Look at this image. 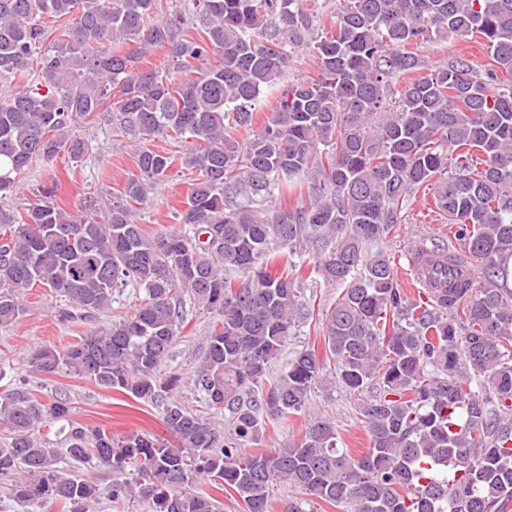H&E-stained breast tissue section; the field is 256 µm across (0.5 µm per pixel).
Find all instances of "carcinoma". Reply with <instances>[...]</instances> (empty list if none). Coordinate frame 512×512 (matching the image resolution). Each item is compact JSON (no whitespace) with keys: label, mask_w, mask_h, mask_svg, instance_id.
<instances>
[{"label":"carcinoma","mask_w":512,"mask_h":512,"mask_svg":"<svg viewBox=\"0 0 512 512\" xmlns=\"http://www.w3.org/2000/svg\"><path fill=\"white\" fill-rule=\"evenodd\" d=\"M158 5L0 0V326L21 319L36 285L75 309L64 318L85 320L143 289L134 315L62 350L39 347L29 366L149 400L176 439L76 424L68 398L9 385L0 476L22 473L11 497L61 512H95L102 498L215 512L207 484L244 512H272L286 484L350 512H512V0H350L330 17L319 0H184L161 21ZM46 17L59 22L52 41ZM445 35L479 36L489 64L458 56L422 73L419 48ZM309 44L317 76L278 90L289 47ZM153 47L168 49L172 70L141 68ZM268 97L275 106L255 132ZM78 116L129 139L136 173L79 217L58 205L50 171L17 210L34 163L87 154L71 135ZM159 138H189L191 150L151 147ZM178 162L196 174L179 214L190 232L150 235L137 206ZM422 190L455 228L433 255L448 266L462 255L479 278L427 301L398 287L390 257L366 255ZM274 196L297 205L266 207ZM303 251L342 291L325 314L324 355L297 350L272 376L311 315L292 261ZM186 295L214 314L193 385L208 410L230 413L227 430L186 408L179 377L161 374ZM327 359L347 390L376 386L359 406L367 453L337 448L335 423L321 419L292 447L246 454L260 417L284 427L302 413ZM62 421L63 453L37 435ZM64 458L106 467L112 482L67 473Z\"/></svg>","instance_id":"obj_1"}]
</instances>
